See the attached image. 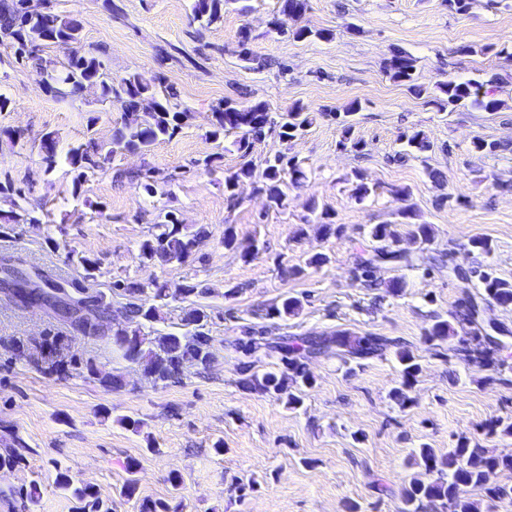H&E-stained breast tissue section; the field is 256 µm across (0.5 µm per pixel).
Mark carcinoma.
Instances as JSON below:
<instances>
[{"instance_id": "obj_1", "label": "carcinoma", "mask_w": 512, "mask_h": 512, "mask_svg": "<svg viewBox=\"0 0 512 512\" xmlns=\"http://www.w3.org/2000/svg\"><path fill=\"white\" fill-rule=\"evenodd\" d=\"M22 2L23 0H0V32L13 37L16 63L45 69L47 61L42 56L43 47L54 44L68 51V57L64 70H54L50 74L47 90L53 96L62 99L74 97L80 94L83 87L95 85L101 89L103 98L117 99L123 111L122 126L116 129L110 146L107 147L91 137L70 151L69 164L77 172L76 178H83L98 168L102 153L116 156L123 152H147L157 140L177 135L192 118V113L181 107L179 92L171 85L163 86L161 94L158 95L136 74L120 79L117 87L102 79L103 62L91 53L82 54L72 49L79 42L81 22L74 17L59 14L54 8L53 0H47L46 12L38 17L28 16L22 8ZM239 2L241 0H193L192 22L202 27L217 24L223 20L224 8ZM278 4V14L298 19L309 10V0H278ZM253 40L251 30L245 26L240 28L239 56L262 68L265 66L264 59L253 51ZM385 70L392 80L405 84L416 97H426L427 103L440 110L468 104L485 112H498L502 107V102L496 98L492 79H469L461 82L450 79L438 85L437 92L431 94L415 82V60L411 55L405 52L392 54L385 63ZM318 116L334 119L336 113L324 111L317 114L302 103L293 104L285 112H272L264 101L241 103L223 99L211 112L210 135L217 140L227 133L238 134L235 145L241 157L246 158L255 142L268 137H276L283 145H288L304 135ZM432 149L433 145L425 134L415 131L404 135L403 149L397 153V158L424 154ZM40 155L45 171H52L56 167V141L52 135L49 134L42 140ZM116 173L146 193L154 192L151 169H118ZM253 177L254 168L249 162L243 163L235 171L224 172V194L229 210H234L242 202L236 194V187L241 181ZM305 178V170L295 157L288 156V150L285 149L265 160L261 179L257 181V191L267 197L269 207L282 209L287 201L284 191L287 183H298ZM308 210L315 215L316 223L322 226L325 234L336 233L331 214L326 208L319 206L316 198L309 199ZM401 215L416 220L414 238L424 242L430 239L431 227L419 221V214L413 210H404ZM153 228L154 232L140 246L141 258L145 263L157 260L181 263L200 250L207 240L204 228L193 230L180 223L172 212L166 213ZM368 235L375 246L369 258L360 259L362 276L370 277L374 269L381 265L396 268L416 265V259L406 251L394 248L398 242V234L393 225L376 224L370 228ZM224 248L239 251V256L244 261L252 260L259 254V248L255 244L239 249L233 226L230 224L224 225ZM66 258L83 270V273L70 278L71 284L80 291L85 281L96 277L98 262L74 250L67 251ZM421 262L446 263L448 274L461 282L471 281V274L454 264L449 252L423 258ZM479 279L483 288V301L505 308L512 306V282L494 277L486 271L479 274ZM92 292L91 304L97 315L115 320L112 334L100 336L88 322L79 329L72 324L68 325L69 332L74 336L112 345L125 360L139 366L142 374L152 377L154 384L179 383L186 367H205L211 362L213 337L206 329L208 316L197 307L186 312L183 321L190 330L182 336L168 334L152 338L144 332L146 324L158 321L160 308L166 305L167 300L185 302L201 293L198 284H183L170 294L167 289L158 285L150 290L137 280L116 279L108 290L94 288ZM301 309V299L288 296L272 305L267 316L288 318L297 315ZM476 313L477 303L469 298L457 319L461 324L475 326L474 334L478 335L482 333V328L477 325ZM451 332L453 328L450 323L438 318L427 329L426 336L430 341L445 340ZM392 344L393 341L382 337L352 335L345 331L308 337L298 342L285 336H270L261 327L246 330L245 338L236 344V351L245 358H252L268 349L278 351L292 375L254 372L243 379V386L278 400L284 398L288 406L295 408L300 404V398L288 392V382L304 387L313 385V378L301 359L333 351L347 359L366 358L382 352ZM397 356L403 385L406 386L418 373L419 364L408 349H399ZM416 465L419 473L404 488L402 512H420L423 502L435 500L445 502L448 512H474L473 503L465 497L468 488L484 491L494 503L504 506L512 504V484L492 485L487 480L491 471H512V456L491 455L484 448L477 445L471 447L468 442L461 441L446 454H439L432 448L419 449ZM56 484L70 493L77 503V512H100L101 502L92 488L74 485L70 476L61 471L57 473Z\"/></svg>"}]
</instances>
